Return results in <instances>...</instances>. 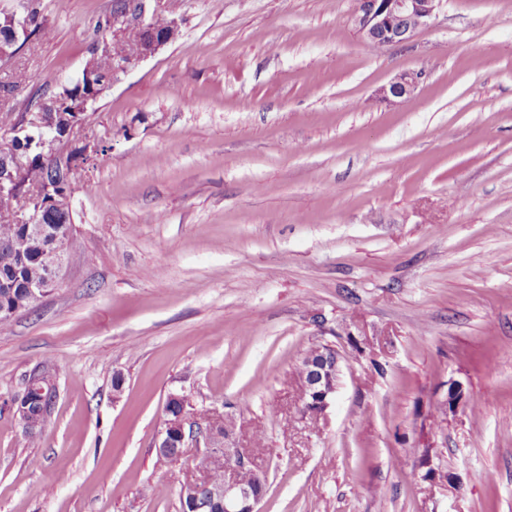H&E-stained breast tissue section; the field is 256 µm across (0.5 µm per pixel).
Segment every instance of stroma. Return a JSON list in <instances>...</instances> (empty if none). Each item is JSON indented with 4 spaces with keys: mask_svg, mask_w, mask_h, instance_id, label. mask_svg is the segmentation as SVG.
Wrapping results in <instances>:
<instances>
[{
    "mask_svg": "<svg viewBox=\"0 0 512 512\" xmlns=\"http://www.w3.org/2000/svg\"><path fill=\"white\" fill-rule=\"evenodd\" d=\"M111 5L41 0L0 111L73 76ZM161 6L178 36L82 130L108 146L71 198L90 260L0 330V512H180L191 471L155 452L172 393L233 418L259 512H512V0H440L379 50L353 0ZM318 344L339 373L313 423L292 372ZM453 381L468 402L440 414ZM421 79L419 72H404L393 78L380 90L381 98L391 104H399L409 98ZM54 402V401H53ZM53 402L51 403H43L41 398L37 395H33L30 399L29 406L23 405V397L20 399L19 407L17 410V413L19 415L20 422L22 424L23 429L26 432H36L41 431L44 427V425L40 424L39 421L34 420L29 413L27 412L26 408L28 406L29 412L37 416L38 418H42L43 421H46L48 414L50 413L51 407L53 405Z\"/></svg>",
    "mask_w": 512,
    "mask_h": 512,
    "instance_id": "stroma-1",
    "label": "stroma"
}]
</instances>
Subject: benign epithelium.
<instances>
[{"mask_svg":"<svg viewBox=\"0 0 512 512\" xmlns=\"http://www.w3.org/2000/svg\"><path fill=\"white\" fill-rule=\"evenodd\" d=\"M160 0H129L125 11H114L110 16L112 34L122 37L131 30L142 34L143 43L138 54L119 62L112 72V82L116 83L136 64L155 55L162 47L171 42L173 33L178 28L177 20L170 24L171 33H158L150 27V20L161 13V8L151 7L150 2ZM440 0H354L350 22L365 44L382 42L387 45L401 44L409 41L421 29L430 24ZM29 35L27 16L3 12L0 14V60L16 54L20 41ZM421 79L419 72H404L393 78L380 90L381 98L391 104H399L409 98ZM96 99L89 98L80 105L76 113L77 121L63 130L53 112H27L21 117L23 123L13 128L18 136L32 125L41 133V144L50 157H66L74 147L82 148V159L95 154L97 141L94 139H77L75 130L85 122L84 112ZM24 164L11 146L0 145V207H9L15 211L17 222L25 225L28 243L42 246V259L47 273L45 280L29 285V300L36 302L51 290L63 284L68 269L67 254L72 249L70 236L62 235L43 224L42 212L52 206L65 213L71 210V197L67 194H50L44 198L46 191L30 192L25 190L23 179ZM336 368H326L311 381L303 385V400L311 407L312 413L321 418L325 415L335 395L336 387L327 378L335 374ZM174 426L180 428L181 436L177 443L179 448L175 460L179 461L193 448L194 469L202 472L201 463L214 451L215 439L203 425L196 421V414L186 408L182 409ZM230 448H224V488L214 489L211 496L223 501L224 512H257V505L264 495L261 482L251 486L241 484L236 471L239 464L245 463V457L234 453L229 457Z\"/></svg>","mask_w":512,"mask_h":512,"instance_id":"obj_1","label":"benign epithelium"}]
</instances>
